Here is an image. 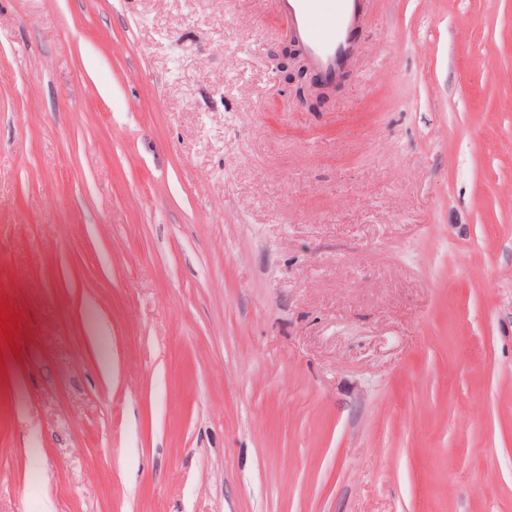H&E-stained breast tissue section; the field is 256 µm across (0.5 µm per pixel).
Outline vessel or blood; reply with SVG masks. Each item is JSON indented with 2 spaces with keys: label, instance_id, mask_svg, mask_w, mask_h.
<instances>
[{
  "label": "vessel or blood",
  "instance_id": "vessel-or-blood-1",
  "mask_svg": "<svg viewBox=\"0 0 512 512\" xmlns=\"http://www.w3.org/2000/svg\"><path fill=\"white\" fill-rule=\"evenodd\" d=\"M290 33L304 47L311 68L333 81L351 63L352 35L364 0H275Z\"/></svg>",
  "mask_w": 512,
  "mask_h": 512
}]
</instances>
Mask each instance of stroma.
I'll list each match as a JSON object with an SVG mask.
<instances>
[{"mask_svg": "<svg viewBox=\"0 0 512 512\" xmlns=\"http://www.w3.org/2000/svg\"><path fill=\"white\" fill-rule=\"evenodd\" d=\"M287 33L0 0V512H512V0ZM274 1L290 33L302 44L288 35L279 71L285 82L295 86L300 98L321 104L348 79L350 72H344L335 85L322 83L311 75L306 54L317 74L336 80L352 61V35L359 28L366 0Z\"/></svg>", "mask_w": 512, "mask_h": 512, "instance_id": "1", "label": "stroma"}]
</instances>
